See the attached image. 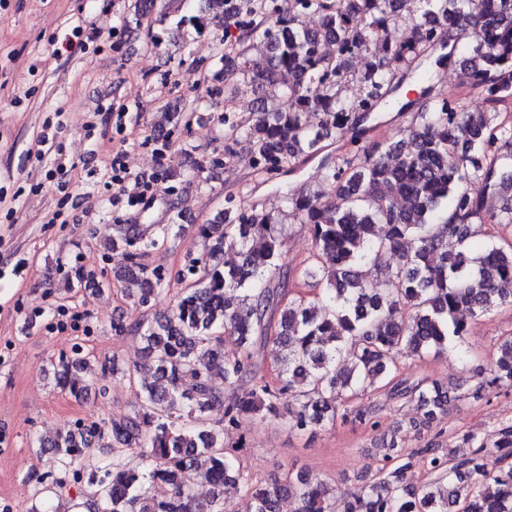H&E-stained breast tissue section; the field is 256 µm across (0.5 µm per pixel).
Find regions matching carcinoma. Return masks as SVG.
<instances>
[{"instance_id":"obj_1","label":"carcinoma","mask_w":512,"mask_h":512,"mask_svg":"<svg viewBox=\"0 0 512 512\" xmlns=\"http://www.w3.org/2000/svg\"><path fill=\"white\" fill-rule=\"evenodd\" d=\"M203 12L224 18L235 40L217 60L210 95L225 94L230 75L254 89L248 115L221 116L224 158L249 145L246 161L259 173L278 174L312 158L338 131L371 112H413L407 129L324 163V190L292 193L280 214L230 206L196 227L204 251L187 255L195 279L177 294L164 320L139 321L131 330L143 344V383L131 413L77 432L63 428L48 447L69 467L108 439L112 462L99 480L97 512H221V498L244 488L249 512H279L285 497L295 512H512V421L494 431L466 433L472 451L423 448L429 481H406L413 466L396 440L383 448L385 466L352 496L304 473L263 484L224 444V432L246 418L281 419L297 432L336 425L337 419L377 427L374 406L345 402L383 382L390 398L415 400L420 415L409 429L430 428L453 401H475L512 385V336L496 347L489 376L453 391L436 382L391 384L398 360L448 348L468 333L469 321L512 304V242L484 246L478 226L512 225V207L488 210L483 193L512 196V163L499 145H512V126L499 113L512 108V0H204ZM321 16L317 28L304 23ZM398 22L410 39L393 42ZM370 57L357 97L343 96L354 77L352 59ZM485 110L464 112L460 102L429 95L417 109L396 97L404 77L431 84L447 62ZM320 115L315 126L308 113ZM293 217L310 226L312 259L303 277L318 288L312 299L286 298L288 268L280 264ZM178 224H158L143 238L131 225L112 242L147 249ZM457 249H448V240ZM386 265L387 279L371 282L368 268ZM126 282L146 306L163 292L160 275L132 262ZM231 336L239 352L224 353ZM269 352L276 379L260 374ZM87 358L75 350L51 363L55 386L75 398L88 385L78 374ZM193 381L191 393L182 391ZM292 409L285 407L288 397ZM211 487L208 499L194 491Z\"/></svg>"}]
</instances>
